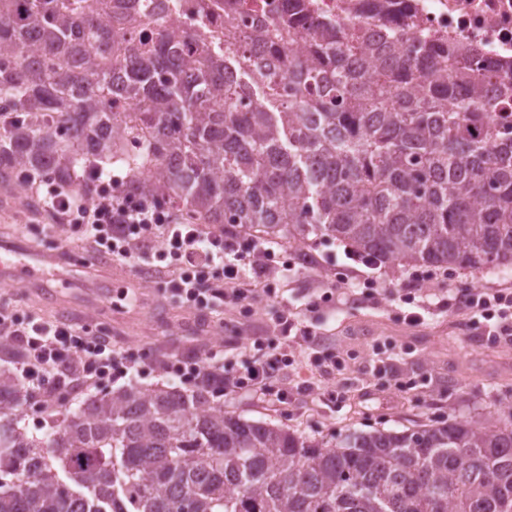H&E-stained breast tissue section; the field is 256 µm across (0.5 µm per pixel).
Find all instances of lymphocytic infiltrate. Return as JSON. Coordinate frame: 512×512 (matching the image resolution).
I'll return each mask as SVG.
<instances>
[{
	"mask_svg": "<svg viewBox=\"0 0 512 512\" xmlns=\"http://www.w3.org/2000/svg\"><path fill=\"white\" fill-rule=\"evenodd\" d=\"M25 181L54 215L56 239L81 236L97 254L117 261H133L158 248L160 256L179 268L167 293L188 308L210 312L227 304L251 303L252 293L242 288V281L265 276L272 267V248L228 240L174 211H158L147 197L126 192L118 176H104L97 165H87L65 185L31 173ZM464 302L492 323L494 335L512 336L511 291L476 287ZM0 343L12 350L23 386L38 398L44 412L57 407L63 389L81 385L95 390L104 379L124 378L134 367L128 355L113 349L109 337L90 326L24 320L8 305L0 306ZM287 364L288 355L277 344L267 345L260 357L248 356L233 365L224 362L215 345L204 361L169 360L162 368L195 387L264 393L274 389Z\"/></svg>",
	"mask_w": 512,
	"mask_h": 512,
	"instance_id": "obj_1",
	"label": "lymphocytic infiltrate"
}]
</instances>
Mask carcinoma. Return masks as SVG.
Listing matches in <instances>:
<instances>
[{"label":"carcinoma","instance_id":"carcinoma-1","mask_svg":"<svg viewBox=\"0 0 512 512\" xmlns=\"http://www.w3.org/2000/svg\"><path fill=\"white\" fill-rule=\"evenodd\" d=\"M111 0H0V179L94 161L195 224L383 264L512 267V119L423 39L367 50L305 6L259 35L195 37L148 12L122 46ZM152 133L126 151L123 113ZM0 373V512H512V411L328 446L224 411L203 388L101 392L38 438ZM144 2L138 0L128 3L127 0H114L110 9L101 15L102 22L108 26H120L125 31L126 43L129 47H142L153 39V28L129 21L127 14L135 13ZM112 8V9H111Z\"/></svg>","mask_w":512,"mask_h":512}]
</instances>
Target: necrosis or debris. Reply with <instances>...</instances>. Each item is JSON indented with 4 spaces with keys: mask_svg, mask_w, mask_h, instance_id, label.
Here are the masks:
<instances>
[{
    "mask_svg": "<svg viewBox=\"0 0 512 512\" xmlns=\"http://www.w3.org/2000/svg\"><path fill=\"white\" fill-rule=\"evenodd\" d=\"M310 17L357 24L370 42L393 33L437 39L470 56L471 69H512V0H306ZM288 0H164L168 25L180 29L227 28L230 40L265 27L284 13ZM135 0H113L105 25L125 31L128 46L151 42L152 27L130 21ZM234 16L225 27V16Z\"/></svg>",
    "mask_w": 512,
    "mask_h": 512,
    "instance_id": "4bbe7bcc",
    "label": "necrosis or debris"
}]
</instances>
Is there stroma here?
<instances>
[{
	"mask_svg": "<svg viewBox=\"0 0 512 512\" xmlns=\"http://www.w3.org/2000/svg\"><path fill=\"white\" fill-rule=\"evenodd\" d=\"M20 183L16 177L11 188H0V231L33 252L46 225ZM274 251V273L255 282L253 305L204 315L162 299L158 287L177 270L154 256L146 266L113 263L111 283L84 315L111 329L113 346L147 362L204 359L215 339L225 359L234 360L282 339L289 364L280 382L287 398L242 391L218 400L244 419L331 445L356 431L416 430L448 418L481 424L512 407V341L489 336L462 306H437L452 289H512V271H417L399 264L369 269L326 240L304 248L279 243ZM416 271L423 277L417 294L422 320L413 324L407 319L412 307L400 294ZM127 288L139 294L130 308L119 298ZM330 288L335 300L323 303ZM283 305L317 335V346L299 335L281 338L277 311ZM330 353L345 368L328 377L319 360Z\"/></svg>",
	"mask_w": 512,
	"mask_h": 512,
	"instance_id": "1",
	"label": "stroma"
}]
</instances>
